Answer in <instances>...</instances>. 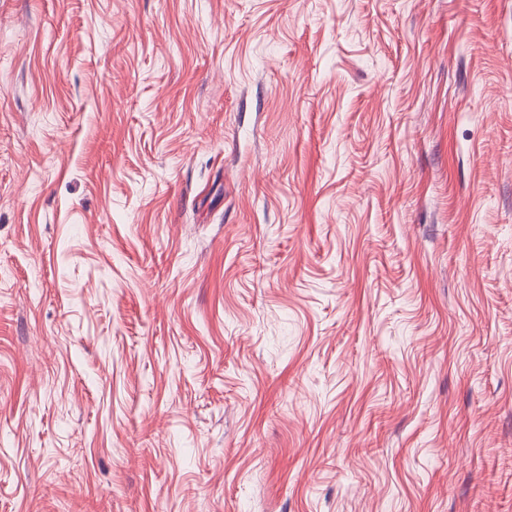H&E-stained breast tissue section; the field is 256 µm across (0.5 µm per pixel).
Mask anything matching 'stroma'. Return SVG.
<instances>
[{"label": "stroma", "mask_w": 512, "mask_h": 512, "mask_svg": "<svg viewBox=\"0 0 512 512\" xmlns=\"http://www.w3.org/2000/svg\"><path fill=\"white\" fill-rule=\"evenodd\" d=\"M0 512H512V0H0Z\"/></svg>", "instance_id": "35a3bbf8"}]
</instances>
